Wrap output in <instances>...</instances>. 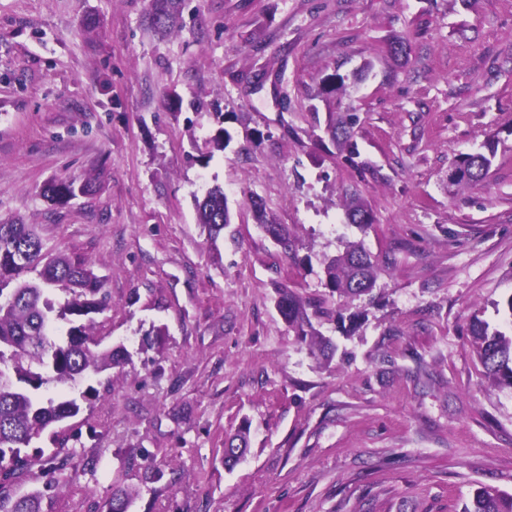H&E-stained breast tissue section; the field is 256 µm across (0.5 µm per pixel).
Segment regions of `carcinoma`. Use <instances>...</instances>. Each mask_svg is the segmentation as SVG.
<instances>
[{
	"instance_id": "obj_1",
	"label": "carcinoma",
	"mask_w": 512,
	"mask_h": 512,
	"mask_svg": "<svg viewBox=\"0 0 512 512\" xmlns=\"http://www.w3.org/2000/svg\"><path fill=\"white\" fill-rule=\"evenodd\" d=\"M181 0H154L153 23L159 29L172 25L180 12ZM495 155V144H487L485 153H462L451 168L461 172L453 180L455 186H476L482 183ZM82 188L73 180L49 184L44 194L58 202L76 197ZM265 231L285 253L295 252V236L285 224L266 218L257 202ZM198 223L214 242L230 224L231 214L224 190L209 189L203 198L195 199ZM350 223L364 231L373 220L358 198L345 202ZM378 266L366 252L363 243L348 242L342 253L324 260L323 288L328 296L308 298L297 296L288 286L278 284L276 308L311 352L325 358L336 351V345L317 330L311 317L326 314L327 297L338 295L357 298L371 292L377 284ZM33 273L35 277L25 278ZM60 291L64 302L56 303L50 294ZM107 308L105 278L95 273L92 264L73 259L61 252L45 250L34 224L0 222V463L11 456L13 472L22 476L28 466L19 455L21 446L48 427L75 417L81 410L77 400L33 395L49 383L75 386L91 375L117 367L125 361L124 348H100L89 323L81 318L101 313ZM69 320L67 339L59 344L50 338L53 322ZM472 344L482 364L485 377L495 386L512 387V336L474 318L471 325ZM250 422L245 419L229 436L224 447L248 448ZM135 493L121 491L112 498L104 512H127ZM41 495L33 491L18 496L7 484H0V512H41ZM461 512H512V495L490 488H479L464 503Z\"/></svg>"
}]
</instances>
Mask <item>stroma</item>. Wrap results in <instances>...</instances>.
<instances>
[{
  "label": "stroma",
  "instance_id": "35a3bbf8",
  "mask_svg": "<svg viewBox=\"0 0 512 512\" xmlns=\"http://www.w3.org/2000/svg\"><path fill=\"white\" fill-rule=\"evenodd\" d=\"M150 10L0 0V221L91 261L108 293L95 336L127 353L92 377V408L23 448L22 490L41 512H102L123 487L129 512H459L478 488L512 494V388L485 379L469 336L475 317L512 330V0H186L163 34ZM334 112L354 114L355 151L332 141ZM222 128L229 145L201 159ZM489 140L485 180L449 186ZM65 178L86 193L44 196ZM215 185L232 222L213 243L194 200ZM350 191L367 232L347 223ZM255 198L295 227V255ZM359 239L382 272L373 299L314 319L326 362L275 286L322 295V255ZM252 206L258 213V218L262 221L265 231L271 235L274 243L280 246L286 254H295V236L288 225L274 224L266 218L261 204L252 200Z\"/></svg>",
  "mask_w": 512,
  "mask_h": 512
}]
</instances>
